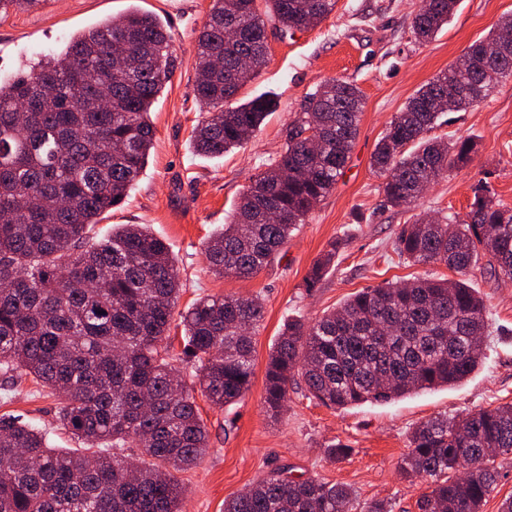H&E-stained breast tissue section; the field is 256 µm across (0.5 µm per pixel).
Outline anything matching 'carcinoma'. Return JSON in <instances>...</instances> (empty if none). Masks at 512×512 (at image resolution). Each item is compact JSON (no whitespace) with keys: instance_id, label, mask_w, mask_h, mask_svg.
<instances>
[{"instance_id":"1","label":"carcinoma","mask_w":512,"mask_h":512,"mask_svg":"<svg viewBox=\"0 0 512 512\" xmlns=\"http://www.w3.org/2000/svg\"><path fill=\"white\" fill-rule=\"evenodd\" d=\"M43 0H0V15ZM212 0L197 47L196 97L209 107L192 148L222 157L250 140L276 103L239 90L266 64L267 24L282 34L324 20L336 0ZM458 0H421L419 41L437 34ZM512 42V15L422 85L377 143L372 166L392 207L414 202L434 179L469 161L470 143L427 140L446 112L489 96L465 86L479 63ZM171 36L152 14L132 10L76 37L67 50L0 86V369H22L63 395L57 421L85 448L48 446L45 435L0 416V512H181L177 473L208 451V429L192 389L175 373L171 325L181 291L171 249L143 224L101 238L91 226L121 205L148 163L151 108L173 75ZM364 98L332 78L290 122L285 147L254 176L204 255L218 276L250 278L336 186L358 133ZM337 244L311 267L312 289ZM404 260L442 263L456 274L363 288L337 309L284 325L269 354L264 404L280 414L288 385L332 409L388 402L453 386L482 364L487 309L469 273L480 256L512 283V208L481 188L466 218L424 217L396 240ZM257 297L211 296L180 316L182 357L196 365L215 407L240 402L254 373ZM389 374L390 385L378 378ZM138 450L126 478L125 449ZM512 455V403L416 425L398 464L432 489L418 512H482L500 462ZM350 486L300 479L277 468L224 501V512H355Z\"/></svg>"}]
</instances>
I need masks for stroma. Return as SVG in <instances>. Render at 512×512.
<instances>
[{"label": "stroma", "instance_id": "1", "mask_svg": "<svg viewBox=\"0 0 512 512\" xmlns=\"http://www.w3.org/2000/svg\"><path fill=\"white\" fill-rule=\"evenodd\" d=\"M210 4L44 0L38 11L9 13L0 19V84L41 56L60 54L73 35L134 8L160 18L171 36L175 68L152 107L154 145L148 165L125 202L94 230L103 235L120 224H143L164 240L183 283L178 310L207 295L256 296L264 306L249 391L223 410L200 404L209 449L197 467L178 475L183 512H224L225 499L282 467L295 478L350 485L363 504L385 499L393 512H418L416 501L428 484L398 472L411 427L443 414L462 418L512 402V285L490 277L486 258H479L470 273L488 314L483 365L459 385L337 410L316 404L298 384L289 388L274 421L264 408L266 363L289 320L313 321L356 291L387 280L449 276L444 264L414 265L398 256L395 240L404 225L424 215L468 212L479 183L488 186L495 201L512 208V76L498 79L480 104L444 114L431 130L437 139H468L474 149L466 165L436 179L410 206L384 205L383 178L371 165L377 142L406 100L512 14V0H459L443 31L426 43L411 33L420 0H337L335 10L308 30L287 36L269 30L268 61L238 97L245 101L269 92L278 106L248 144L215 159L189 150L192 129L204 110L194 93L196 38ZM332 78L355 83L364 95L358 134L335 189L257 275H214L204 256L206 239L231 215L250 178L282 149L288 125L306 97ZM337 240L342 247L334 263L316 288H307L312 265ZM59 406L58 395L49 389L25 377L10 384L0 374V415L44 430L51 447L82 449V442L58 425ZM338 444L350 447V455L333 458L329 450Z\"/></svg>", "mask_w": 512, "mask_h": 512}]
</instances>
